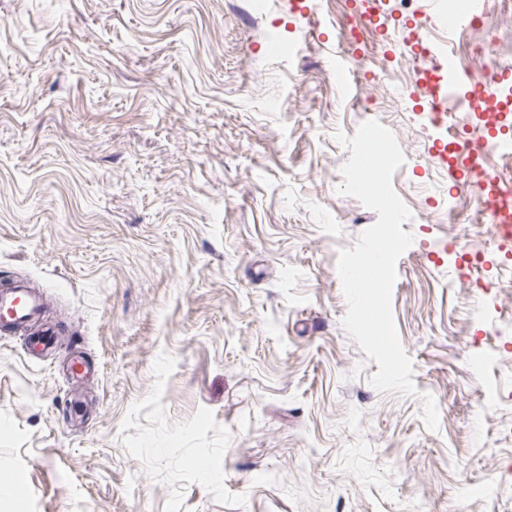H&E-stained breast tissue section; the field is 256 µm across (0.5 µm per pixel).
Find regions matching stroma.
I'll list each match as a JSON object with an SVG mask.
<instances>
[{
    "label": "stroma",
    "instance_id": "35a3bbf8",
    "mask_svg": "<svg viewBox=\"0 0 512 512\" xmlns=\"http://www.w3.org/2000/svg\"><path fill=\"white\" fill-rule=\"evenodd\" d=\"M0 0V283L42 288L61 341L0 333V512H512V262L433 166L348 0ZM434 44L512 71L414 0ZM360 59L357 75L339 74ZM395 136L412 213L392 309L417 394L382 391L336 269L377 213L340 194L337 133ZM81 356L88 378L69 365Z\"/></svg>",
    "mask_w": 512,
    "mask_h": 512
}]
</instances>
